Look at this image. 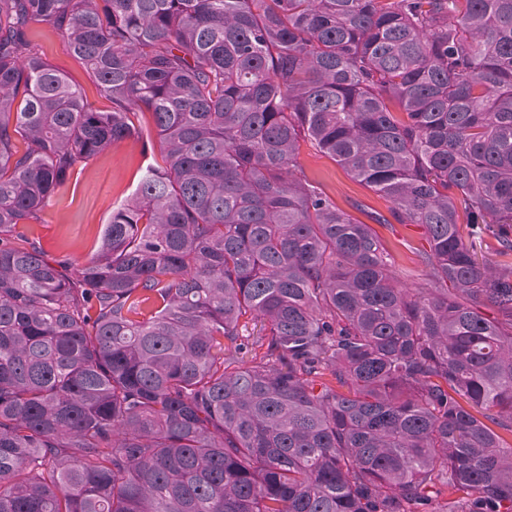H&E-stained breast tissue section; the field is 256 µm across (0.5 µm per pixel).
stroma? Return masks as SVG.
I'll return each instance as SVG.
<instances>
[{"instance_id": "obj_1", "label": "stroma", "mask_w": 512, "mask_h": 512, "mask_svg": "<svg viewBox=\"0 0 512 512\" xmlns=\"http://www.w3.org/2000/svg\"><path fill=\"white\" fill-rule=\"evenodd\" d=\"M34 39L53 66L78 83L91 102L104 106V99L80 62L65 52L60 36L39 27ZM157 156L158 147L153 142L125 140L110 145L69 177L42 223L29 225L28 237L40 243L47 257H65L74 264H84L95 253L113 209L132 195L146 167ZM298 163L337 205L360 221H367L369 213L375 211L388 213V201L314 147L302 145ZM378 233L395 254L401 280L410 286L423 283V268L417 260L418 251L426 246L422 227L393 223L379 227Z\"/></svg>"}]
</instances>
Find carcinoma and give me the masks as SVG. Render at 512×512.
Returning <instances> with one entry per match:
<instances>
[{"label":"carcinoma","mask_w":512,"mask_h":512,"mask_svg":"<svg viewBox=\"0 0 512 512\" xmlns=\"http://www.w3.org/2000/svg\"><path fill=\"white\" fill-rule=\"evenodd\" d=\"M139 112L160 162L47 258L27 226ZM307 141L423 227L424 283ZM485 235L512 257V0H0V512H512ZM34 40L38 43L49 62L78 83L91 102H94L99 107L109 105L107 101L99 97L95 84L87 75L80 62L65 52L60 36L45 28L38 27L34 30Z\"/></svg>","instance_id":"1"}]
</instances>
